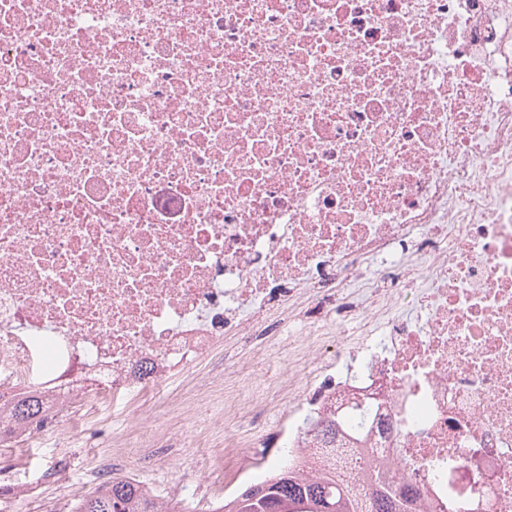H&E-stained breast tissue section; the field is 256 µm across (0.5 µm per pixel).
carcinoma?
Wrapping results in <instances>:
<instances>
[{"label":"carcinoma","mask_w":512,"mask_h":512,"mask_svg":"<svg viewBox=\"0 0 512 512\" xmlns=\"http://www.w3.org/2000/svg\"><path fill=\"white\" fill-rule=\"evenodd\" d=\"M42 415L37 395L22 397L7 415L0 414V425L24 421ZM372 464L361 462V481H351L334 469L324 470L312 477H300L285 471L270 481L256 483L264 491L259 500L239 492L230 512H277L280 503H288L291 512H314V506L324 502L334 506V512H408L416 499L409 490L396 493L371 473ZM74 512H158L155 498L130 479L114 478L81 499Z\"/></svg>","instance_id":"carcinoma-1"}]
</instances>
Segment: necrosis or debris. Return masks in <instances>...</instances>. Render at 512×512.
<instances>
[{"instance_id":"obj_1","label":"necrosis or debris","mask_w":512,"mask_h":512,"mask_svg":"<svg viewBox=\"0 0 512 512\" xmlns=\"http://www.w3.org/2000/svg\"><path fill=\"white\" fill-rule=\"evenodd\" d=\"M229 332L287 337L278 424L241 428V370L159 424ZM25 393L10 432L48 444L132 405L102 484L163 426L223 433V491L173 512L365 448L419 512H512V0H0V408ZM42 404L36 394L22 397L7 415L0 414V425L11 421H24L42 415Z\"/></svg>"}]
</instances>
